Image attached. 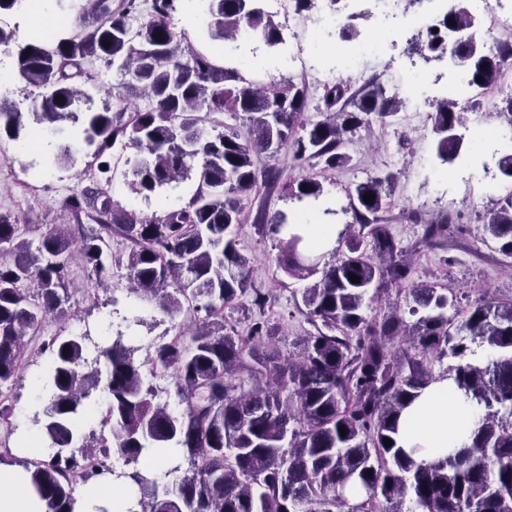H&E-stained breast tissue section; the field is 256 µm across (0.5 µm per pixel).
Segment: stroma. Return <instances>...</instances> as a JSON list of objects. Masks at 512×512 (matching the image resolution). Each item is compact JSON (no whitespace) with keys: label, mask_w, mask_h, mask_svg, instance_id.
Listing matches in <instances>:
<instances>
[{"label":"stroma","mask_w":512,"mask_h":512,"mask_svg":"<svg viewBox=\"0 0 512 512\" xmlns=\"http://www.w3.org/2000/svg\"><path fill=\"white\" fill-rule=\"evenodd\" d=\"M433 136L425 117H418L414 128L404 121L391 125L373 124L360 130L348 147L350 163L341 169L320 172L319 168L298 165L287 153L261 156L259 168L279 172L281 184L275 188L258 186L252 193L253 205H265L268 213L293 212L297 206L288 198L283 183L301 175L317 176L325 192L338 204H347V190L363 181L367 175L384 170L395 173L397 185L385 213L392 233L403 243L414 242L421 233L420 225L410 219L418 211L428 217L450 214L460 224L448 238L447 251L426 252L417 258L414 282L445 284L455 289L458 298L474 301L485 295L512 297V272L505 269L494 241L485 240L481 221L492 200L482 191V183L471 180L466 171L468 156L459 157L453 164L429 171L419 165V158L431 155ZM16 150L0 153V212L19 216L26 226V237L39 242L49 227L69 223L62 207V197L53 185L51 175L38 177L25 173L19 164ZM192 193L191 183L162 191L151 200H143L130 186L128 179L115 175L112 198L123 209L134 208L142 215L162 213L165 205H181ZM244 254L250 259L252 281L269 297L273 312L284 314L282 343L291 349L298 337L307 335L312 327L303 315L295 311V296L307 283L289 277L277 268L273 240L257 230L254 219H247L240 229ZM128 271L123 267L111 270L107 289L97 288L81 262L72 264L70 306L66 316L49 321L41 334L31 336L27 346L29 365L19 372L7 390L8 404L18 408L13 419V434L0 429V444L9 446L16 459L28 458L25 435L33 427L30 405L33 400L31 381L41 371L45 361L39 351L43 337L54 333L70 334L74 326L90 330L95 343L108 344L116 331H125L137 345L138 358H146L155 344L169 341L181 323L159 313L154 303L137 298L128 290Z\"/></svg>","instance_id":"1"}]
</instances>
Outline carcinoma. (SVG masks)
Masks as SVG:
<instances>
[{"label":"carcinoma","instance_id":"carcinoma-1","mask_svg":"<svg viewBox=\"0 0 512 512\" xmlns=\"http://www.w3.org/2000/svg\"><path fill=\"white\" fill-rule=\"evenodd\" d=\"M89 2L55 39L19 49L17 77L31 88L30 110L15 111L9 93H0V136L18 140L42 126L62 137L56 158L73 166L77 151L66 133L79 128L93 147L85 170L95 178L63 200L74 223L53 225L35 247L22 237L18 217L0 213V387L24 367L25 337L65 315L76 259L98 285L112 266H126L130 291L169 316L184 315L189 335L139 360V347L119 332L90 370L84 357L90 336L58 333L42 341L51 395L37 423L54 452L21 466L45 512H76V487L101 473L112 450L137 464L159 448L176 452L172 471L183 476L170 490L146 469L116 475L139 491L128 512H512V298L484 297L464 307L446 286L410 283L413 256L444 246L450 215L412 213L422 233L402 244L378 217L396 183L387 173L347 191L353 224L324 264L304 252L300 234L288 231L286 213L258 225L277 236L276 263L288 276L320 274L301 294L299 313L315 332L301 338L297 358L279 347L268 295L252 283L240 249L251 193L259 180L276 176L259 171L261 155L284 149L334 171L351 161L344 148L358 131L374 120L387 124L404 101L376 82L357 96L338 82L325 86L317 108L322 119L309 123L306 86L291 80L266 86L224 66L175 30L173 0H152L148 15L138 0L115 7L114 0ZM207 13L200 36L211 46L235 38L243 23L267 48L280 42V25L261 0H208ZM474 19L464 0H454L427 50L441 57L444 32H464ZM509 54L508 40L495 51L471 36L455 47V60L476 89L503 76ZM115 63L126 96L143 104L122 99L115 110L106 104L100 112L75 111L86 97L78 85L92 78V68ZM456 108L455 99L442 97L428 114L441 165L464 150ZM226 114L245 115L246 130L207 134L202 124L222 127ZM118 144L134 150L124 175L137 193L147 199L160 187L192 180L188 202L151 218L119 208L109 190ZM285 191L299 202L316 201L323 186L304 176ZM483 228L512 259V194L493 203ZM118 230L132 243L126 256L112 252ZM405 287L407 312L366 316L371 304ZM249 291L250 323L242 336L224 323V308ZM446 356L454 363L434 374L430 358ZM159 367L172 373L179 410L154 403L149 376ZM445 377L482 417L455 454L418 464L399 444L400 416ZM97 391L106 395V414L100 430L86 434L78 418ZM384 500L397 508L385 509Z\"/></svg>","mask_w":512,"mask_h":512}]
</instances>
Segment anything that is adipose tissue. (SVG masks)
Here are the masks:
<instances>
[{"label":"adipose tissue","mask_w":512,"mask_h":512,"mask_svg":"<svg viewBox=\"0 0 512 512\" xmlns=\"http://www.w3.org/2000/svg\"><path fill=\"white\" fill-rule=\"evenodd\" d=\"M482 412L451 379L435 381L404 410L399 425L403 448L417 462L429 463L455 452L468 442ZM19 466L0 464V512H45Z\"/></svg>","instance_id":"1"}]
</instances>
